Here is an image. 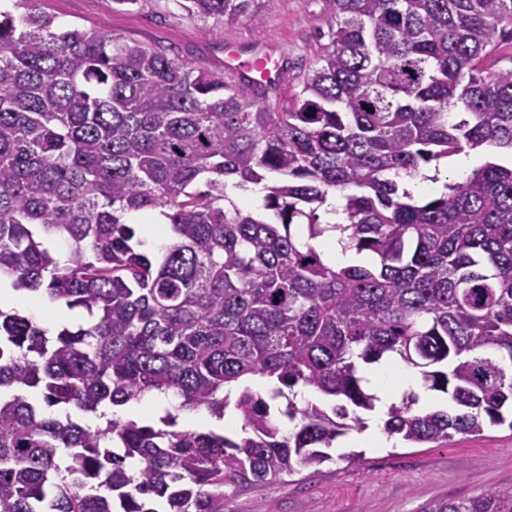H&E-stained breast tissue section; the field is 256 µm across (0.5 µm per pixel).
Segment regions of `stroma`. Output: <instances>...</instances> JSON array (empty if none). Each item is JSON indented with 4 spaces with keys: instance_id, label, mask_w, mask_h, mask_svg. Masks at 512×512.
<instances>
[{
    "instance_id": "1",
    "label": "stroma",
    "mask_w": 512,
    "mask_h": 512,
    "mask_svg": "<svg viewBox=\"0 0 512 512\" xmlns=\"http://www.w3.org/2000/svg\"><path fill=\"white\" fill-rule=\"evenodd\" d=\"M50 15L57 29H102L131 45L165 51L197 70L224 69V44H263L284 55L288 77L276 99H288L304 71L315 66L334 19L332 0H258L254 13L233 22L203 19L181 0H34L14 8ZM359 463L344 462L349 453ZM332 459L300 468L273 484L228 485L224 512H426L432 501L474 497L490 488H512V429L485 428L449 443L385 448H331Z\"/></svg>"
}]
</instances>
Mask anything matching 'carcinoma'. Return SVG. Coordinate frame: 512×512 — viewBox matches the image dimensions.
<instances>
[{"instance_id":"1","label":"carcinoma","mask_w":512,"mask_h":512,"mask_svg":"<svg viewBox=\"0 0 512 512\" xmlns=\"http://www.w3.org/2000/svg\"><path fill=\"white\" fill-rule=\"evenodd\" d=\"M186 2L233 21L257 0ZM333 3L286 111L248 81L0 9V279L87 315L51 333L0 307V512H224V485L319 467L362 430L375 397L360 366L386 357L455 406L406 394L389 437L512 428V165L421 201L404 185L479 147L512 154V66L482 65L512 40V0ZM333 191L340 223L321 218ZM154 212L156 252L131 222ZM329 231L357 263L325 259ZM256 376L277 388L243 384ZM297 387L337 404L300 408ZM155 391L179 399L160 425L115 412ZM231 405L238 440L174 429ZM102 406V424L73 419ZM429 512H512V489Z\"/></svg>"}]
</instances>
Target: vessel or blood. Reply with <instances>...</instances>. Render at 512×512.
Returning <instances> with one entry per match:
<instances>
[{"mask_svg": "<svg viewBox=\"0 0 512 512\" xmlns=\"http://www.w3.org/2000/svg\"><path fill=\"white\" fill-rule=\"evenodd\" d=\"M225 77L245 78L262 88L280 87L286 77L281 56L260 45L247 48L230 43L225 48Z\"/></svg>", "mask_w": 512, "mask_h": 512, "instance_id": "vessel-or-blood-1", "label": "vessel or blood"}]
</instances>
